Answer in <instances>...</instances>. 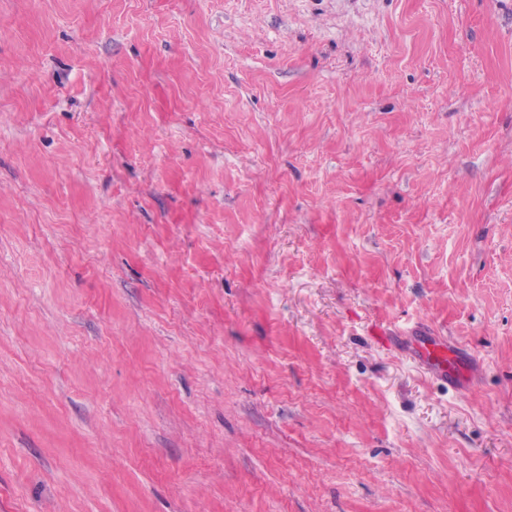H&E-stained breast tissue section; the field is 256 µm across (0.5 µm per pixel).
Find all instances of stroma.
Here are the masks:
<instances>
[{"label":"stroma","instance_id":"stroma-1","mask_svg":"<svg viewBox=\"0 0 512 512\" xmlns=\"http://www.w3.org/2000/svg\"><path fill=\"white\" fill-rule=\"evenodd\" d=\"M0 512H512V0H0ZM415 334L417 336H412L413 346L424 369L430 375L461 386L472 381L471 374L468 375V379L464 378V371L459 364L456 350L448 345L446 339L421 330Z\"/></svg>","mask_w":512,"mask_h":512}]
</instances>
